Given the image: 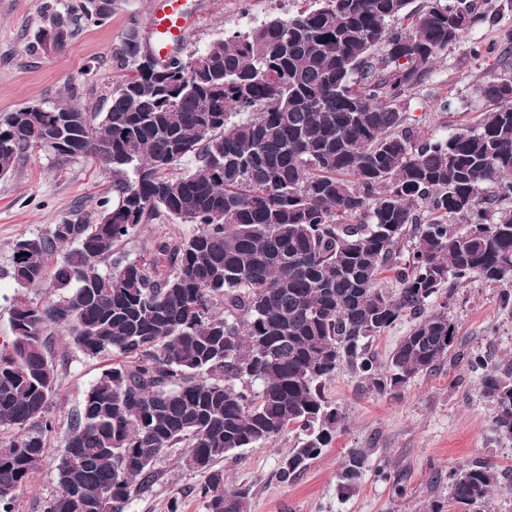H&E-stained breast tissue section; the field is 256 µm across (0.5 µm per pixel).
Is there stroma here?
Instances as JSON below:
<instances>
[{
	"instance_id": "obj_1",
	"label": "stroma",
	"mask_w": 512,
	"mask_h": 512,
	"mask_svg": "<svg viewBox=\"0 0 512 512\" xmlns=\"http://www.w3.org/2000/svg\"><path fill=\"white\" fill-rule=\"evenodd\" d=\"M502 10L494 24L470 30L448 47L431 75L410 90L401 104L406 126L423 138L474 125L482 108L485 83L512 78V0H497ZM159 0H127L102 26L80 29L62 53L38 50L41 25L38 0H0V119L25 104L50 105L76 88L77 105L88 113L105 111L106 95L120 72L114 59L126 36L131 14L148 20ZM310 0H186L193 19L182 53L206 47L235 32H247L275 16L307 8ZM480 43L488 51L473 58ZM111 178L93 161L56 162L32 150L12 173L0 178V341L10 338L12 298L18 288L7 274L14 241L48 232L72 211H93L109 196ZM189 225L163 217L145 224L116 251L128 261L155 258L157 245L190 235ZM448 314L458 327L456 357L417 376L398 396L363 390L358 376L338 367L325 394L343 413L344 427L323 456L293 480L281 482L283 455L297 435L287 432L272 443L229 453L219 469L237 484L252 488L250 512H426L448 496V472L460 464L490 461L498 492L487 512H512V440L501 438L494 407L479 390L483 371L470 365L479 356L495 362L512 358V310L502 308L499 288L479 277L449 282ZM59 393L50 416L56 423L46 455L16 492L15 512H45L56 486L52 451L61 447L70 420L85 392L110 366V359L82 352L69 336H49ZM364 449L368 466L347 495H340L337 472L350 449ZM186 448H173L157 461L161 478L133 499L124 512H205L198 490L203 476L186 468Z\"/></svg>"
}]
</instances>
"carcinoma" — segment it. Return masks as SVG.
<instances>
[{
	"mask_svg": "<svg viewBox=\"0 0 512 512\" xmlns=\"http://www.w3.org/2000/svg\"><path fill=\"white\" fill-rule=\"evenodd\" d=\"M411 4L312 0L190 53L197 68L173 57L148 67L124 41L104 116L60 101L0 121V178L41 150V129L58 117L71 120L70 150L56 159H90L112 177V197L96 211L11 247L7 274L41 296L13 304L12 336L0 343V512H14L55 431L46 342L55 329L116 361L69 424L46 512H119L158 481L159 457L185 442L188 468L205 476L206 512H250V487L226 483L215 464L294 431L279 469L286 483L341 427L325 394L338 367L395 397L446 361L457 326L448 303L428 305L449 279L497 284L500 306L512 309V210L492 218L483 201L490 187L512 193V80L483 85L479 123L445 137L418 138L399 111L439 55L499 9L492 0ZM39 11L44 49L49 29L71 39L110 19L79 0H43ZM450 214L464 223H446ZM162 215L193 226L159 245L166 270L139 260L100 268ZM385 272L400 288L380 287ZM407 314L414 326L377 365L372 343ZM480 393L512 440V360L484 374ZM366 465L351 451L339 489ZM75 483L92 503L79 506ZM497 491L492 464H462L448 472V500L429 512H485Z\"/></svg>",
	"mask_w": 512,
	"mask_h": 512,
	"instance_id": "cac0c4a2",
	"label": "carcinoma"
}]
</instances>
